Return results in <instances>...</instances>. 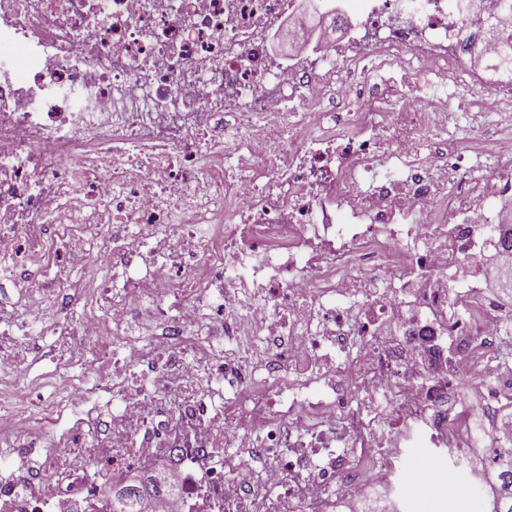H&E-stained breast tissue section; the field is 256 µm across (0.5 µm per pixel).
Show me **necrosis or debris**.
Returning <instances> with one entry per match:
<instances>
[{
  "label": "necrosis or debris",
  "mask_w": 512,
  "mask_h": 512,
  "mask_svg": "<svg viewBox=\"0 0 512 512\" xmlns=\"http://www.w3.org/2000/svg\"><path fill=\"white\" fill-rule=\"evenodd\" d=\"M317 9L322 51L286 60L268 41L294 0H0V282L95 379L40 414L0 389L8 448L81 409L0 512H110L91 462L160 460L179 512H347L371 488L389 512L414 436L466 467L502 444L464 389L512 403L478 262L512 244V133L464 169L448 89L497 68L482 32L512 11ZM96 258L111 275L71 291ZM75 443L91 458L59 456Z\"/></svg>",
  "instance_id": "obj_1"
}]
</instances>
